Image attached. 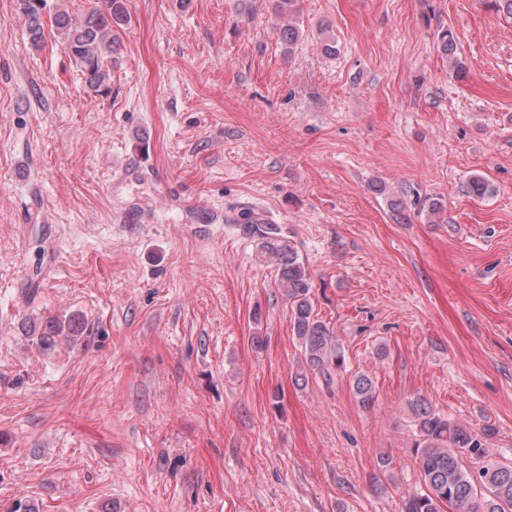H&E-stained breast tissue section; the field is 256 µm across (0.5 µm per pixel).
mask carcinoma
Listing matches in <instances>:
<instances>
[{"instance_id": "1", "label": "carcinoma", "mask_w": 512, "mask_h": 512, "mask_svg": "<svg viewBox=\"0 0 512 512\" xmlns=\"http://www.w3.org/2000/svg\"><path fill=\"white\" fill-rule=\"evenodd\" d=\"M45 0H21L32 44L39 45L46 32L57 34L70 58L79 67L86 86L93 92L107 90L112 73V54L120 47L117 30L130 24L127 0H103L80 18L59 11L45 18ZM274 14L287 21L279 35L288 47L297 42L301 30L292 18L299 14L298 0H273ZM469 192L485 197L494 192L482 176L473 177ZM243 233L257 237L277 267L279 284L291 301L292 334L296 337L308 368L325 385L346 369L344 350L329 323L319 317L311 300V275L297 248L282 235L277 224H243ZM83 321L78 316L61 320L48 317L36 336L44 349L55 346L57 336H80ZM351 388L363 406L375 398V384L370 375L358 371L352 375ZM414 419L417 456L423 490L405 503V512H512V464L483 462L478 472L464 467L463 458L486 457L487 440L494 429L487 426L476 432L436 412L432 405L417 397L409 401Z\"/></svg>"}]
</instances>
